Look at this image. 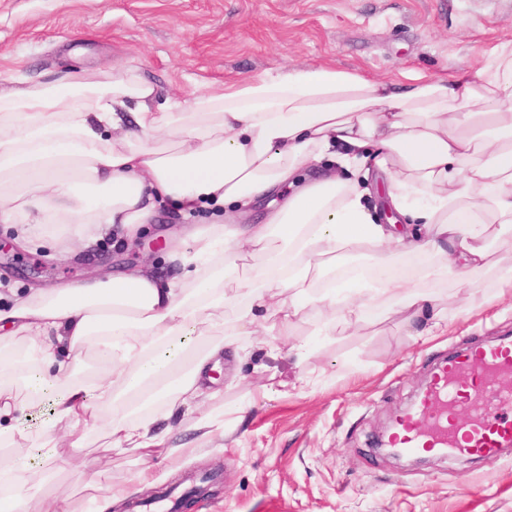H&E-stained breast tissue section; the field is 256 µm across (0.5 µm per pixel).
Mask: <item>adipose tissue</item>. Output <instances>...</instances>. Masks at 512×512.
<instances>
[{"mask_svg":"<svg viewBox=\"0 0 512 512\" xmlns=\"http://www.w3.org/2000/svg\"><path fill=\"white\" fill-rule=\"evenodd\" d=\"M373 178L419 234L374 221L363 202ZM77 182L90 192L80 203ZM265 198L277 207L242 223ZM161 201L187 219L223 217L200 231L199 249L173 254L179 281L118 270L0 307V328L28 345L0 356V378L23 392L0 389V437L26 439L21 420L43 404L52 415L27 455L0 464L14 479L0 512H28L57 422L93 415L111 447L168 456L162 422L209 391L224 334L255 331L241 300L298 313L300 294L361 244L436 253L449 273L488 267L490 240L512 225V44L481 70L405 91L330 65L247 77L185 102L158 99L131 69L0 90V223L18 227L19 246L38 213L77 225V245L53 253L69 261L89 249L88 228L134 236ZM292 288L298 297L284 301ZM86 343L109 363L108 378L81 375L74 351Z\"/></svg>","mask_w":512,"mask_h":512,"instance_id":"adipose-tissue-1","label":"adipose tissue"}]
</instances>
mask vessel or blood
Segmentation results:
<instances>
[{
	"mask_svg": "<svg viewBox=\"0 0 512 512\" xmlns=\"http://www.w3.org/2000/svg\"><path fill=\"white\" fill-rule=\"evenodd\" d=\"M512 343L465 349L443 362L411 410L397 423L393 442L410 455L443 448L496 462L512 447ZM467 419H459V412Z\"/></svg>",
	"mask_w": 512,
	"mask_h": 512,
	"instance_id": "1",
	"label": "vessel or blood"
}]
</instances>
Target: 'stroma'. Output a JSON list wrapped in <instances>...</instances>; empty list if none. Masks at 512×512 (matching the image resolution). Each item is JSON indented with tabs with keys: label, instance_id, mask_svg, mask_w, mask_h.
Instances as JSON below:
<instances>
[{
	"label": "stroma",
	"instance_id": "stroma-1",
	"mask_svg": "<svg viewBox=\"0 0 512 512\" xmlns=\"http://www.w3.org/2000/svg\"><path fill=\"white\" fill-rule=\"evenodd\" d=\"M510 41L512 0H0V86L56 83L77 68L134 69L159 97L189 101L245 77L328 64L403 89L421 76L481 69ZM204 227L203 219L158 206L139 231L158 244L147 256L152 270L173 277L171 252L195 248ZM15 236V226L0 224L9 245L0 254V286L20 292L96 276L107 262L135 265L129 245L111 235L95 261L69 265L15 245ZM491 252V267L449 277L435 275L438 259L427 257L408 285L431 295L433 307L415 318L401 310L397 288L375 297L376 317L331 311L318 296L288 320L263 311V332L225 337L220 394L172 418L186 432L217 421L191 455L112 452L100 425L58 423L48 479L29 512H43L50 499L69 512H92V496L128 485L141 470L156 492L191 474L217 475L192 512H512V451L492 467L462 455L412 466L376 444L436 363L512 337V292L497 281L499 267L512 265V229ZM436 315V334L422 335ZM294 344L301 357L289 355ZM96 461L110 470L90 493L75 477Z\"/></svg>",
	"mask_w": 512,
	"mask_h": 512
}]
</instances>
